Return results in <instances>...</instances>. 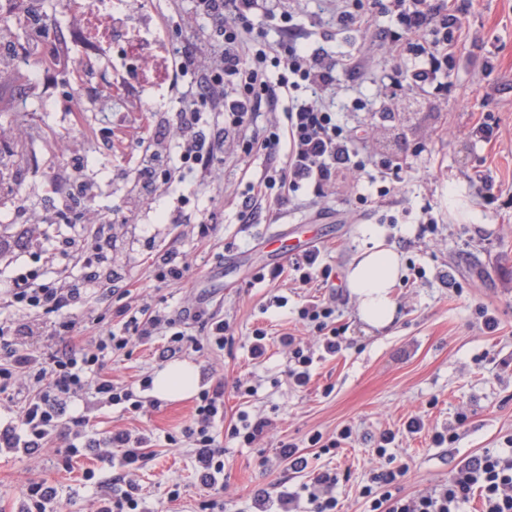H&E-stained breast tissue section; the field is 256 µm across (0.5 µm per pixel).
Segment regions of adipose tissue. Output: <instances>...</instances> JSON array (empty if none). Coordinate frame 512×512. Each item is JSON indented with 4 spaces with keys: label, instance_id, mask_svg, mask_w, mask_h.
I'll return each mask as SVG.
<instances>
[{
    "label": "adipose tissue",
    "instance_id": "obj_1",
    "mask_svg": "<svg viewBox=\"0 0 512 512\" xmlns=\"http://www.w3.org/2000/svg\"><path fill=\"white\" fill-rule=\"evenodd\" d=\"M364 234L371 245L350 261L346 285L357 303L361 320L371 327L383 329L390 326L396 317L393 290L403 277V259L394 247L387 244L382 229L377 225H365ZM197 382L196 366L185 360H176L155 374L153 392L163 400L179 399L191 394Z\"/></svg>",
    "mask_w": 512,
    "mask_h": 512
}]
</instances>
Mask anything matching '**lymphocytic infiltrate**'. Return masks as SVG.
I'll return each mask as SVG.
<instances>
[{
	"label": "lymphocytic infiltrate",
	"mask_w": 512,
	"mask_h": 512,
	"mask_svg": "<svg viewBox=\"0 0 512 512\" xmlns=\"http://www.w3.org/2000/svg\"><path fill=\"white\" fill-rule=\"evenodd\" d=\"M267 0H195V14L207 24L211 37L206 50L184 47L156 64L161 81L174 92L178 103L175 119L157 121L149 137L138 146L151 159L175 154L174 164L159 169L143 167L134 182L158 193L162 186L187 177L211 178L225 157L263 153L266 172L251 186L245 216L254 219L272 205L287 202L304 192L319 199L338 176L352 175L366 167L356 143L365 130L339 121L329 92L336 83L337 67L356 75L362 61L350 57L339 63L325 49L313 48L293 39L300 24L298 13L266 10ZM464 0H334L338 29H371L379 47L395 60L392 89L403 86L448 88V58L463 33L460 14ZM265 15L283 38L269 45L256 30V15ZM389 16L395 24L375 28L376 16ZM74 35H56L50 49L37 42L24 46L26 54H49L51 67L42 77L50 89L58 75L76 64ZM268 119L261 130L253 125L259 114ZM216 115L209 124L208 115ZM211 134H204V127ZM78 186L83 199L75 205L71 186ZM97 191L94 181L83 178L80 166H59L53 172L54 203L26 204L27 232L37 236L41 224L52 220L86 226L80 240L67 241L65 251L74 262L87 268L84 283H72L46 274H22L0 288V395L25 400L15 420L0 425V454L52 455L70 466L79 458L93 457L108 463L112 476H96L86 470L97 493L87 512H146L138 475L147 458L148 437L115 427L102 432L88 415H71L70 410L84 395L108 407L144 413L154 408L147 397L150 377L134 385L114 384L104 372L107 358L125 353L131 341L149 342L156 336L167 339L161 356L175 357L183 349L181 316L148 305L122 304L119 320L112 328L89 336H78L73 310L83 295L105 288L111 273L102 266L112 253L114 238L110 222L98 221L90 204ZM49 315L50 323L21 324L18 314ZM299 317L317 333L319 351L305 349L300 339L286 333L280 338L293 363L289 378L304 386L316 355L333 356L342 349L343 338L335 326V296L305 300ZM66 334L67 349L52 350L56 336ZM25 336H42L46 347L22 344ZM224 417L221 389L203 392L184 436L193 450V465L200 484L212 494L200 504L201 512H224L223 498L214 488L224 484V450L215 428ZM71 421L66 447L54 445L63 421ZM407 466H386L373 471L359 494L366 512H466L472 498H479L482 512H512V435L505 446L459 460L448 481L417 494L404 491ZM337 473H318L299 489H281L277 494L258 492L252 499L254 512H341L336 496Z\"/></svg>",
	"instance_id": "f902f5d3"
}]
</instances>
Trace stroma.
Returning <instances> with one entry per match:
<instances>
[{"instance_id":"1","label":"stroma","mask_w":512,"mask_h":512,"mask_svg":"<svg viewBox=\"0 0 512 512\" xmlns=\"http://www.w3.org/2000/svg\"><path fill=\"white\" fill-rule=\"evenodd\" d=\"M153 17L165 18L173 43L185 37V24L194 0H146ZM306 14L298 29L301 41L322 47L337 58L361 57L364 75L358 80L338 73L333 99L348 125L373 123L377 132L367 142L369 154L386 157L405 170V180L389 195L358 206L357 195L368 193L379 178L368 164L358 184L337 183L320 203L308 195L277 207L273 219L244 221L242 205L249 182L263 173L265 159L257 154L240 160L228 158L218 179L201 185L185 183L190 210L216 208L217 224L199 237L196 224H162L161 210L174 197L158 199L138 210H128L133 176L140 167V149L134 137L113 140L100 136L105 109L111 108L112 79L70 84L59 76L53 91L73 98L93 99L97 112H22L19 101L38 104L42 97L30 91L28 76H20L13 90L14 106L0 111V125L23 124L35 136L34 154L18 162L20 199L44 201L51 192L52 171L59 164H81L100 186L95 209L112 221L117 246L112 268L118 277L111 291L86 294L78 319H92L96 327L115 323L121 293L133 300L188 319L183 331L192 339L182 357L199 370L198 389H224V418L239 412L268 417L275 429L263 440L246 445L217 427L224 448V512H246L256 490L274 492L281 484L296 487L313 474L336 472V495L343 512H364L361 486L382 461L371 439L380 430L397 433L392 453L407 465L404 491L425 492L446 482L454 465L467 455L499 448L512 435V0H474L463 20L466 30L453 49L448 92L407 87L399 93L394 115H386V99L377 89L389 78L394 62L362 29L337 30L322 0H281ZM493 69H486V59ZM366 110H358V103ZM498 123L500 138L492 144L469 135L481 116ZM490 174L484 187L481 174ZM457 189L475 213L474 220L459 218L448 205L449 189ZM438 221L435 233L419 235L422 208ZM383 224L389 242L401 251L404 277L394 290L397 320L379 330L360 320L357 304L345 286V271L367 243L362 228ZM40 243H30L14 207L0 203V235L11 243V253L0 262V282L17 273L39 270L45 253L59 252L65 241L79 238L80 227L45 224ZM311 238L323 264L333 269L336 289V325L344 332L342 351L314 363L306 386L297 387L287 376L288 356L279 338L291 332L311 340L297 319L308 290L296 287L293 271L277 281L256 280L268 266L274 241L284 236ZM190 255L192 267L179 281L155 277L156 259L170 248ZM494 311L497 331L481 329L480 308ZM226 318L231 326L223 346L208 340L212 317ZM268 332L264 358L250 354L254 329ZM163 338L134 343L129 352L113 356L106 370L114 383L125 385L155 374L163 363ZM254 389L243 398L233 389L235 380ZM196 406L195 396L160 401L156 410L129 414L117 407L90 406L88 414L101 430L126 427L151 438L153 454L140 473L144 494L155 512H198L208 492L196 479L187 441L181 440ZM467 414L459 422V414ZM424 418L431 428H456L459 438L434 447L427 435L407 436L404 427L412 416ZM357 431L355 441L336 452L316 455L308 444L314 432L334 435L343 426ZM176 436L171 445L167 436ZM291 443L308 460L299 474L278 466L273 457L280 444ZM93 468L109 473L107 464L81 458L63 470L55 458L28 459L0 456V512H13L27 480H45L60 493L61 512H84L92 493L82 479ZM180 483L184 497L171 504L166 490Z\"/></svg>"}]
</instances>
